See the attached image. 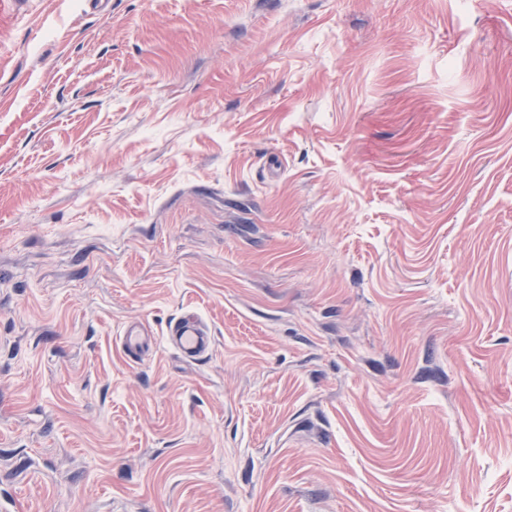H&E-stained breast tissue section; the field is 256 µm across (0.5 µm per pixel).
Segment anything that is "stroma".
I'll list each match as a JSON object with an SVG mask.
<instances>
[{
	"label": "stroma",
	"instance_id": "35a3bbf8",
	"mask_svg": "<svg viewBox=\"0 0 512 512\" xmlns=\"http://www.w3.org/2000/svg\"><path fill=\"white\" fill-rule=\"evenodd\" d=\"M0 512H512V0H0ZM169 343L185 358L197 359L209 354L211 335L194 313H187L169 326ZM154 341L152 332L140 321L125 324L119 334L123 352L134 360L147 356L152 350Z\"/></svg>",
	"mask_w": 512,
	"mask_h": 512
}]
</instances>
